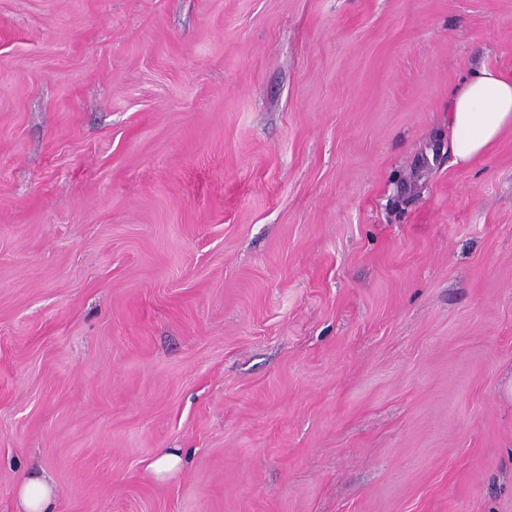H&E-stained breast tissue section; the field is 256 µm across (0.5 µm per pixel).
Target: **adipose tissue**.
I'll return each mask as SVG.
<instances>
[{
    "mask_svg": "<svg viewBox=\"0 0 512 512\" xmlns=\"http://www.w3.org/2000/svg\"><path fill=\"white\" fill-rule=\"evenodd\" d=\"M512 130V75L482 67L464 77L452 97L448 134L457 163L490 152ZM57 490L43 477L22 479L16 488L17 512H56Z\"/></svg>",
    "mask_w": 512,
    "mask_h": 512,
    "instance_id": "obj_1",
    "label": "adipose tissue"
}]
</instances>
